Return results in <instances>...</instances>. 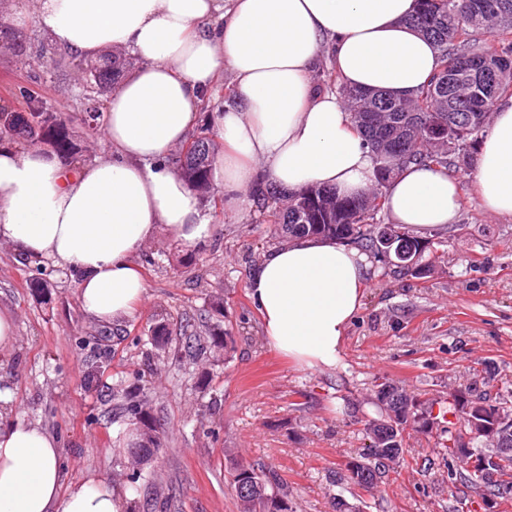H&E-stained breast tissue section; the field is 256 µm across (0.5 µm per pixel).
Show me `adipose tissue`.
Segmentation results:
<instances>
[{"label": "adipose tissue", "instance_id": "obj_1", "mask_svg": "<svg viewBox=\"0 0 512 512\" xmlns=\"http://www.w3.org/2000/svg\"><path fill=\"white\" fill-rule=\"evenodd\" d=\"M416 0H37L35 20L78 56L128 50L139 66L106 106L111 159L69 166L46 149L0 145V242L72 272L86 315L129 317L147 284L135 254L160 234L192 247L211 234L198 193L163 159L187 140L224 72L233 100L211 115L223 145L213 180L245 193L264 171L284 190L359 196L374 157L335 91L311 79L329 56L347 88L413 96L439 68L434 44L408 26ZM484 213L512 217V100L497 103L473 175ZM394 223H454L456 178L409 166L386 190ZM371 269L362 251L304 238L268 251L248 282L265 338L307 368H332ZM0 389V512H130L131 492L88 477L67 483L46 429L16 418Z\"/></svg>", "mask_w": 512, "mask_h": 512}]
</instances>
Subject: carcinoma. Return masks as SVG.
<instances>
[{
  "instance_id": "obj_1",
  "label": "carcinoma",
  "mask_w": 512,
  "mask_h": 512,
  "mask_svg": "<svg viewBox=\"0 0 512 512\" xmlns=\"http://www.w3.org/2000/svg\"><path fill=\"white\" fill-rule=\"evenodd\" d=\"M407 24L431 39L439 53L440 68L414 97L397 98L382 91L339 88L351 112L357 132L374 155L376 182H389L408 164L432 165L447 169L465 163L471 144L483 131L495 104L512 97V0H418L415 14ZM486 33L492 44L477 40ZM84 83L81 122L92 130L103 126V103L98 95L112 89L126 70V63L113 55L94 62L78 61ZM27 111L7 112L0 108V126L28 147L45 142L54 145L66 162L79 158L78 144L70 134L72 118L54 112L31 91L24 93ZM448 126V140L436 141L430 127ZM189 148L176 160L178 171L201 193L211 187L213 154L208 125H201L188 142ZM385 207L383 189L360 197L336 195L331 188L308 186L288 194V202L272 192L260 203L264 220L271 223L274 238L280 241L318 236L338 242L360 244L378 261L380 249L379 213ZM434 242L404 229L400 246L418 256L415 266H400L418 278L431 268L423 262L433 252ZM146 359L166 352L164 327L153 330ZM210 345L233 349L231 329L216 325ZM376 416L365 420L364 445L347 463L348 474L338 485H354L367 491L383 482L386 472L404 453L403 433L409 426L436 435V447L448 462V487L468 482L481 490L483 504L512 494V451L497 453L477 449V441L497 438L512 448V404L491 390L468 388L448 395V401L421 400L383 379L375 384L372 398ZM129 417H148L144 389L131 397L126 406ZM454 416L451 425L448 416ZM466 464V473L454 463ZM257 480V488L247 494L238 483L245 471ZM240 512H291L288 485L272 469L230 460L226 467Z\"/></svg>"
}]
</instances>
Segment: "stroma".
<instances>
[{"label":"stroma","mask_w":512,"mask_h":512,"mask_svg":"<svg viewBox=\"0 0 512 512\" xmlns=\"http://www.w3.org/2000/svg\"><path fill=\"white\" fill-rule=\"evenodd\" d=\"M21 51L0 49V105L20 111L22 93H39L46 107L82 111L79 73L55 63L48 37L34 20L16 25ZM472 169L458 172L461 209L455 223L435 229L441 240L431 274L418 278L374 263L362 306L348 326L333 368H304L268 344L248 295V281L272 249V226L256 195L235 208L213 187L200 198L213 235L196 247L163 234L135 257L148 286L141 308L102 326L81 308L76 277L41 260L23 265L0 242V308L17 322L13 349L0 355V383L13 391L17 413L54 435L69 480L93 474L126 488L132 472L137 501L167 503V512H239L224 480L227 454L275 470L288 484L292 512H334L335 478L362 447L364 414L377 379L418 398L447 395L480 381L512 400V218L482 212ZM38 277L43 291L28 288ZM222 303L233 325L227 361L154 364L144 345L156 324L169 348L187 334L207 338L203 310ZM140 378L161 445L144 460L113 445L112 427L127 421L117 384ZM434 435L410 428L408 455L430 459L417 470L398 462L365 494V512H483L470 484L448 487V466Z\"/></svg>","instance_id":"obj_1"}]
</instances>
